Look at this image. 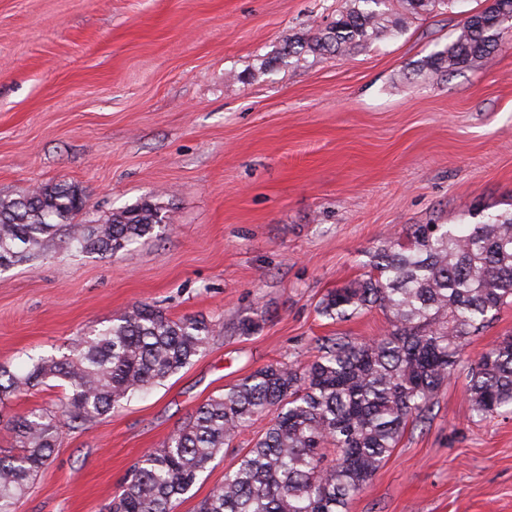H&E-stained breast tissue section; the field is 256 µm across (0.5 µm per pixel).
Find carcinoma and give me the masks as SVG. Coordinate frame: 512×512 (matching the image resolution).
<instances>
[{"mask_svg": "<svg viewBox=\"0 0 512 512\" xmlns=\"http://www.w3.org/2000/svg\"><path fill=\"white\" fill-rule=\"evenodd\" d=\"M385 0H352L329 25L283 36L278 59L342 54L402 29ZM512 0L461 21L455 39L422 61L434 78L490 56ZM77 185L39 186L0 198V269L41 256L57 238L82 252L115 255L170 222L156 198L78 224ZM367 277L330 290L318 313L347 320L376 306L389 331L372 343L328 338L302 367L269 364L209 398L160 448L135 462L107 512H174L197 477L252 421L263 434L224 472L197 512H346L397 447L406 427L429 419L433 396L465 361L467 341L512 304V212L478 224H416L376 248ZM213 333L202 316L173 320L147 303L78 337L70 354L40 357L22 371L0 367V403L45 380L64 381L58 410L12 420V449L0 450V512L19 500L53 454L61 420L79 427L160 384L202 353ZM468 400L485 419L512 413V336L469 362Z\"/></svg>", "mask_w": 512, "mask_h": 512, "instance_id": "obj_1", "label": "carcinoma"}]
</instances>
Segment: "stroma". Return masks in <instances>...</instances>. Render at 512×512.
Listing matches in <instances>:
<instances>
[{"label":"stroma","instance_id":"1","mask_svg":"<svg viewBox=\"0 0 512 512\" xmlns=\"http://www.w3.org/2000/svg\"><path fill=\"white\" fill-rule=\"evenodd\" d=\"M349 5L0 0V198L66 182L85 191L83 224L155 194L171 215L111 257L58 240L0 270V366L67 354L141 302L213 325L205 351L148 394L65 427L18 512H105L130 466L210 396L306 363L325 338L386 334L379 309L335 321L316 305L387 238L512 209V32L488 60L425 79L421 61L487 5L449 0L372 45L273 64L282 36ZM467 382L462 368L438 390L349 512H512V415L473 417ZM65 389L50 379L0 406V449L13 417ZM266 425L225 447L174 512H196Z\"/></svg>","mask_w":512,"mask_h":512}]
</instances>
